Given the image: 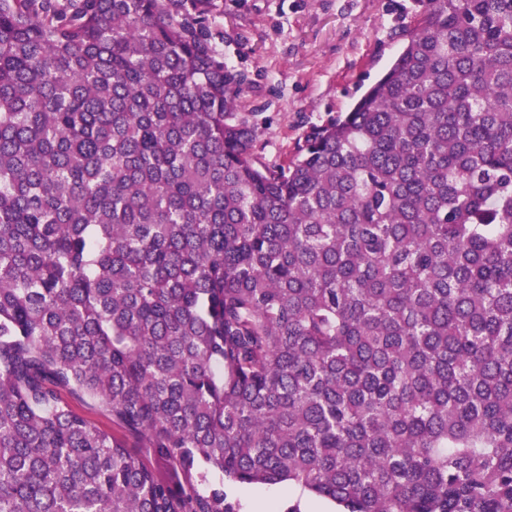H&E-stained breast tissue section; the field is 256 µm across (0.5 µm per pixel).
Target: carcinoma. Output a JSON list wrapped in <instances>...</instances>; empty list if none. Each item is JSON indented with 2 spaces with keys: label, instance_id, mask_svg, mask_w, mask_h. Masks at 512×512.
<instances>
[{
  "label": "carcinoma",
  "instance_id": "cac0c4a2",
  "mask_svg": "<svg viewBox=\"0 0 512 512\" xmlns=\"http://www.w3.org/2000/svg\"><path fill=\"white\" fill-rule=\"evenodd\" d=\"M414 2L269 165L214 0H0V512H512V0ZM64 398L71 402L73 408L78 413L84 415L101 428L112 432V417L99 406L97 401L88 399L86 402H81L70 399L66 395ZM225 489L232 499L240 503L241 512H249L247 501L259 505L255 510H265L267 503L277 502L281 512L288 504L298 501L302 512H338L341 507L326 499L315 497L300 486L283 482L278 484L239 485L225 481Z\"/></svg>",
  "mask_w": 512,
  "mask_h": 512
}]
</instances>
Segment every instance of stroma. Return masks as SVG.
<instances>
[{"mask_svg":"<svg viewBox=\"0 0 512 512\" xmlns=\"http://www.w3.org/2000/svg\"><path fill=\"white\" fill-rule=\"evenodd\" d=\"M211 19L225 64L245 71L239 112L268 164L292 158L312 126L350 110L406 44L414 0H217ZM229 497L286 512H339L300 486L226 483Z\"/></svg>","mask_w":512,"mask_h":512,"instance_id":"obj_1","label":"stroma"}]
</instances>
